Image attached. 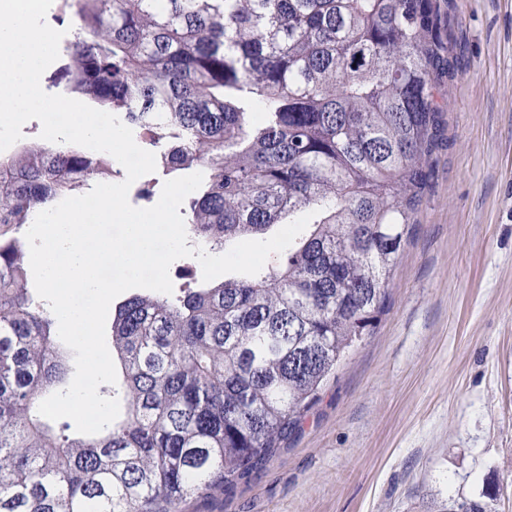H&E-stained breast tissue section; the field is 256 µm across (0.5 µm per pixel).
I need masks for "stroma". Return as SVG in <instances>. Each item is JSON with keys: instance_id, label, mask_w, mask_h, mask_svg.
Returning <instances> with one entry per match:
<instances>
[{"instance_id": "obj_1", "label": "stroma", "mask_w": 512, "mask_h": 512, "mask_svg": "<svg viewBox=\"0 0 512 512\" xmlns=\"http://www.w3.org/2000/svg\"><path fill=\"white\" fill-rule=\"evenodd\" d=\"M430 186L369 336L284 448L194 512H512V0H440Z\"/></svg>"}]
</instances>
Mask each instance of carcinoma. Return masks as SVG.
<instances>
[{
    "label": "carcinoma",
    "mask_w": 512,
    "mask_h": 512,
    "mask_svg": "<svg viewBox=\"0 0 512 512\" xmlns=\"http://www.w3.org/2000/svg\"><path fill=\"white\" fill-rule=\"evenodd\" d=\"M56 84L116 115L168 175L200 167L191 237L216 250L315 216L281 263L112 314L123 412L70 436L38 413L71 369L17 235L111 174L106 154L0 161V512H188L271 460L386 300L443 140L439 0H73Z\"/></svg>",
    "instance_id": "obj_1"
}]
</instances>
